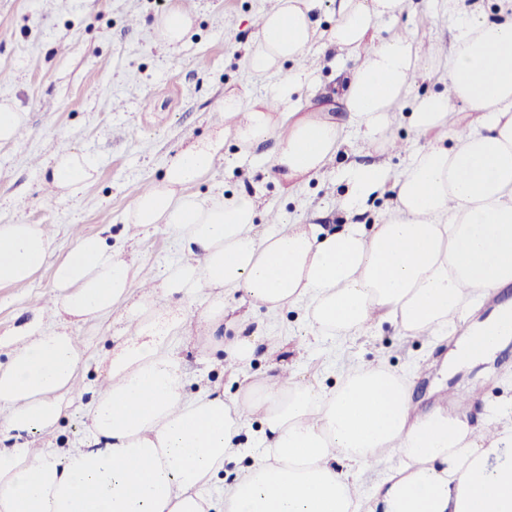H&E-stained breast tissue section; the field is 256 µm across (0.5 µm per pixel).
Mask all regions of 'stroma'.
Masks as SVG:
<instances>
[{
  "label": "stroma",
  "mask_w": 512,
  "mask_h": 512,
  "mask_svg": "<svg viewBox=\"0 0 512 512\" xmlns=\"http://www.w3.org/2000/svg\"><path fill=\"white\" fill-rule=\"evenodd\" d=\"M194 24L184 43L171 49L156 39L154 25L170 0H0V99L26 114L15 142L0 144V224H45L56 234L54 259L73 246L72 230L102 234L136 264L140 277L153 280L179 260L164 226L130 236L125 214L134 197L161 179L168 160L180 149L211 137L224 125L226 92L273 95L274 85L250 79L241 58L256 40L259 17L271 0H187ZM314 93L301 106L346 120L335 97L336 75L311 55ZM325 173L295 199L281 194L265 163L277 147L269 140L240 157L226 140L224 157L190 188L199 196L247 191L261 201L258 223L270 215L327 230L347 223L337 204L345 185L337 169L352 159L356 132ZM65 148L94 159V180L78 193L56 195L47 185L44 162ZM52 269L44 267L24 285L0 287V337L33 321H54L49 298ZM118 314L74 324L85 346L79 381L63 403L54 433L60 447L81 445L87 437V410L98 383L101 362L123 341ZM283 339L275 353L258 349L248 374L258 380L288 363L335 387L348 361L384 359L413 384L418 410L427 411L448 397L449 388L478 387L481 402L498 403L501 380H512V344L494 358L456 375L448 373V353L458 339L439 342L404 335L386 324L336 349L314 340L295 311L282 317ZM188 395L201 385L219 386L230 396L240 384L224 369V351L203 330L177 337Z\"/></svg>",
  "instance_id": "35a3bbf8"
}]
</instances>
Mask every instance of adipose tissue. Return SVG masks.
<instances>
[{
	"label": "adipose tissue",
	"mask_w": 512,
	"mask_h": 512,
	"mask_svg": "<svg viewBox=\"0 0 512 512\" xmlns=\"http://www.w3.org/2000/svg\"><path fill=\"white\" fill-rule=\"evenodd\" d=\"M324 1L278 0L262 13L243 67L255 80L275 79V95L225 93L219 135L179 151L163 180L132 200L127 229L164 225L182 253L161 279L142 285L102 235L76 234L55 262L47 226L0 224L1 287L28 283L49 264L59 317L88 321L139 299L124 311L125 346L101 372L82 447L48 441L79 380L81 341L38 322L14 341L0 364V512H512V402L485 407L474 422L471 394L418 413L408 379L382 359L348 363L332 389L282 367L233 398L216 387L194 397L184 390L172 339L191 321L220 335L225 368L240 375L258 345L278 348L288 308L302 312L313 337L340 344L386 323L427 339L463 333L456 366L485 358L486 337L512 340V302L472 319L512 286V0H497L495 21L480 0H426L428 12L454 22L444 55L425 53L418 30L401 24L408 0H332L326 30L316 20ZM317 48L348 66L347 122L295 106ZM425 80L441 91L418 93ZM404 121L422 144L397 172L378 155L394 147L392 128ZM351 126L362 159L342 173L340 207L355 213L392 192L372 226L261 229L255 196L186 191L226 140L247 152L273 139L269 167L296 194L326 170ZM95 170L87 155L66 150L46 176L69 194ZM199 294L195 319L172 310V299ZM242 302L264 314L247 337L236 333ZM255 419L258 455L212 495Z\"/></svg>",
	"instance_id": "obj_1"
}]
</instances>
